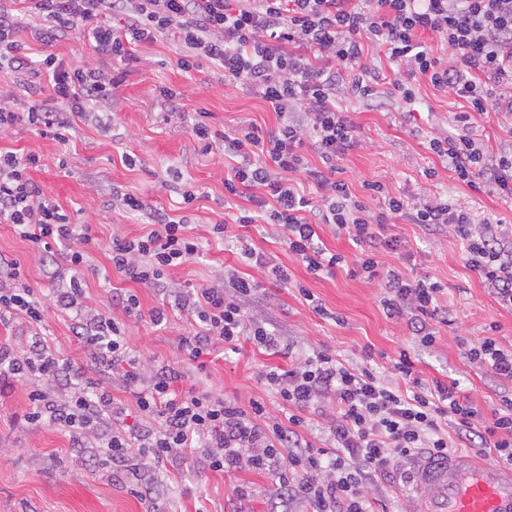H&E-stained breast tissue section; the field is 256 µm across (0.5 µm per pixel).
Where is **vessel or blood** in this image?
Instances as JSON below:
<instances>
[{
  "mask_svg": "<svg viewBox=\"0 0 512 512\" xmlns=\"http://www.w3.org/2000/svg\"><path fill=\"white\" fill-rule=\"evenodd\" d=\"M411 481L424 512H512V472L467 455L420 459Z\"/></svg>",
  "mask_w": 512,
  "mask_h": 512,
  "instance_id": "b4317fda",
  "label": "vessel or blood"
}]
</instances>
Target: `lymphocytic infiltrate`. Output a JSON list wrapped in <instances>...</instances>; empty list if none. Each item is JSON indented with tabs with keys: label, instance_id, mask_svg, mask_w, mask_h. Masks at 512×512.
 I'll return each mask as SVG.
<instances>
[{
	"label": "lymphocytic infiltrate",
	"instance_id": "obj_1",
	"mask_svg": "<svg viewBox=\"0 0 512 512\" xmlns=\"http://www.w3.org/2000/svg\"><path fill=\"white\" fill-rule=\"evenodd\" d=\"M41 25L37 41L50 43L72 34L91 40L96 52L124 60L138 45L168 36L184 47L181 70L207 60L224 74V84L245 85L275 112L280 125L263 131L243 119L217 135L195 122L189 134L203 152L223 151L234 162L224 179V206L232 223L272 226L289 252L313 272L333 271L342 261L330 252L319 232L331 227L360 247L353 275L379 282L388 315L407 317L414 335L431 343L432 323H447L441 289L430 277L412 278L382 270L377 255L396 249L399 239L389 225L402 218L425 230L443 226L463 243L466 266L477 272L495 301L512 309V236L495 224H475L467 212L439 197L409 202L389 197L377 182L364 183L369 195H385L375 211L349 184L336 176L339 160L358 145L356 127L336 106L339 93H354L366 109L386 108L391 98L412 101L409 79L422 75L447 95L465 100L471 112L494 111L512 125V0H25ZM112 17L120 29L104 25ZM19 18L0 9V71L18 85L44 77L53 103L0 96V130L25 123L39 135L68 140L69 115L111 99L117 75L91 66H66L54 54L31 61L18 35ZM385 51L397 68L390 89L378 91V75L365 61V45ZM468 114L456 116L454 133L432 139L431 150L449 162L467 183L494 187L512 202V142L490 152L475 141ZM322 162L309 166L304 146ZM38 159L32 154L0 151V223L46 254L64 248L71 270L60 279L52 300H44L22 282L17 261L0 257V322L22 320L38 337L26 352L0 342V376L30 384L24 418L31 424L64 428L73 445L96 440L99 454L113 465L132 457L150 465L194 455L204 449L209 469L242 466L278 472L285 503L309 504L312 512H374L366 489L375 479L394 481L403 460L420 454L441 456L468 446L495 453L512 465V398L502 397L490 416L461 400L457 383L426 384L416 376L409 353L394 369L403 387L385 385L372 369L354 367L323 351H313L298 365L261 379L291 408L287 420L268 419L263 403L242 408L209 390L177 389L175 371L142 374L129 344L126 320L97 313L85 315L83 281L78 272L95 246L87 227L30 176ZM312 180L315 198L297 190L299 178ZM247 199L244 207L236 199ZM122 210L147 216L151 229L128 239L114 236L112 267L131 282L163 287L167 268L199 253L183 220L148 211L137 195L120 196ZM261 284L228 270L222 281L193 290H171L176 308L193 321L181 341L189 359L209 353L215 343L236 348L248 340L276 350L279 334L257 322L247 306ZM72 313V332L94 351L114 381L134 398L141 425H127L125 408L116 406L97 380L64 367L52 339L40 329L49 308ZM466 354L495 379L512 381V348L483 337ZM336 401L329 427L334 453L312 448L302 428L304 411L326 398Z\"/></svg>",
	"mask_w": 512,
	"mask_h": 512
}]
</instances>
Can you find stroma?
Listing matches in <instances>:
<instances>
[{"label":"stroma","mask_w":512,"mask_h":512,"mask_svg":"<svg viewBox=\"0 0 512 512\" xmlns=\"http://www.w3.org/2000/svg\"><path fill=\"white\" fill-rule=\"evenodd\" d=\"M23 22L20 37L32 60L52 53L66 64H101L121 79L111 101L92 105V118L74 119L68 143L19 124L0 132V150L38 154L41 165L32 170L33 179L73 223L89 225L98 239L100 247L82 273L87 313L123 318L114 297L127 291L138 294L143 311H166L168 319L162 325H130L131 347L143 372L174 367L182 375L180 389L207 388L244 408L258 400L277 417L284 414L282 404L259 380V373L288 368L315 350L328 351L354 366L370 364L382 381L392 385L400 382L393 365L400 352H408L423 381H458L461 396L486 414L498 405L501 392L512 389V384L493 380L465 356V338L491 334L502 346H512V310L500 307L478 274L465 265L463 246L453 233L443 229L430 234L400 220L394 227L400 248L379 255L382 268L396 267L413 277L427 275L442 285L448 322L436 325L435 341L428 348L412 334L406 318L388 317L377 284L348 275L346 268L355 263L359 250L347 236L323 231L327 248L343 255L347 265L318 276L273 233L256 225L234 227L235 235L251 238L257 252L286 267L291 282L283 286L262 277L260 269L213 232L224 221V156L218 150L201 152L188 127L201 119L214 130L228 131L248 117L272 132L278 126L276 114L246 87H225L223 73L210 65L188 73L180 70L177 61L184 49L176 41L140 45L132 59L116 63L99 58L78 34L50 44L39 42L29 30L31 17L24 16ZM164 85L180 91L176 104L154 96V88ZM413 85L417 99L407 113L395 108L368 111L350 94L338 99V108L355 124L360 141L340 163L342 179L356 191L364 182H378L387 194L409 201L437 196L469 213L473 223L512 230L511 205L489 186L475 190L459 181L429 148L431 138L451 130L455 114L470 112L468 104L434 89L426 77L416 76ZM116 190L138 195L149 208L187 215V232L198 240L200 255L171 268L166 274L170 285L186 290L203 287L228 269L259 277L263 290L249 311L279 329L285 351L266 352L244 341L237 350L217 344L210 354L188 360L180 339L190 331L189 320L174 308L172 298L111 269L106 250L110 238H134L147 230L141 217L112 208ZM185 190L196 195L188 209L182 204ZM0 256L20 263L36 293L52 294L55 283L47 273L48 259L6 224H0ZM45 329L63 359L100 380L115 402L133 406L130 393L113 385L92 350L73 335L68 315L50 310ZM28 390L25 382L0 377V512H279L278 480L273 474L246 469L214 472L200 458L191 464L174 459L155 467L129 459V471L155 488L152 497H137L131 480L114 477L110 463L96 461L95 449L73 447L59 427L27 423Z\"/></svg>","instance_id":"stroma-1"}]
</instances>
